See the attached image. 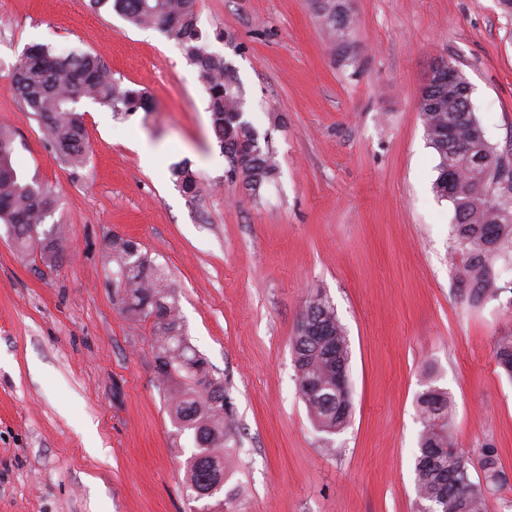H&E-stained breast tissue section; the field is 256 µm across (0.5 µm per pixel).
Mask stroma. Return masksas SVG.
Returning <instances> with one entry per match:
<instances>
[{
  "label": "stroma",
  "instance_id": "stroma-1",
  "mask_svg": "<svg viewBox=\"0 0 512 512\" xmlns=\"http://www.w3.org/2000/svg\"><path fill=\"white\" fill-rule=\"evenodd\" d=\"M348 55L331 56L312 0H197L202 43L244 90L243 118L278 162L258 196L227 180L208 96L182 48L89 0H0V126L26 181L51 188L67 247L35 270L0 223V512H195L194 447L176 436L150 321L112 303L109 240L139 242L178 288L191 343L224 379L236 430L227 488L239 512H420L416 399L456 403L460 448L493 443L512 479V380L493 338L502 291L470 306L454 275V209L419 111L437 61L456 65L488 143L512 160V18L498 0H346ZM99 54L154 112L123 120L91 100L82 165L63 161L10 90L33 43ZM157 148L144 167L132 135ZM187 160L188 196L170 172ZM351 345L353 413L312 422L290 339L312 292Z\"/></svg>",
  "mask_w": 512,
  "mask_h": 512
}]
</instances>
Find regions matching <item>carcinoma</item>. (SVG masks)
Segmentation results:
<instances>
[{
    "label": "carcinoma",
    "mask_w": 512,
    "mask_h": 512,
    "mask_svg": "<svg viewBox=\"0 0 512 512\" xmlns=\"http://www.w3.org/2000/svg\"><path fill=\"white\" fill-rule=\"evenodd\" d=\"M319 21L330 43L345 53L355 28L343 0H314ZM94 10L116 14L136 28H154L176 41L206 87L212 127L227 161L240 143L255 144V155L241 168L229 166L227 178L252 195L277 170L273 153L259 144L255 129L241 120L243 93L234 71L201 44L196 0H91ZM13 71L11 90L32 112L56 153L75 165L85 158L86 132L77 105L92 100L128 117L153 109L142 90L124 88L96 53L57 55L46 44L27 47ZM463 77L453 87L430 86L421 96L428 144L435 151L438 175L434 191L454 208V235L460 262L455 275L467 302L475 307L496 296V261L512 249V164L488 143L476 119L471 96L463 93ZM14 137L0 127V222L15 248L30 253L46 268L58 266L65 248L63 225L43 228L56 208L48 187L21 180L13 162ZM484 153L489 162L473 157ZM454 182H448L447 169ZM172 174L188 195L197 190L189 162L172 165ZM42 229L32 247L31 227ZM112 303L133 321L152 320L158 373L165 381L169 416L177 433L189 434L195 450L186 462V488L197 501L224 489V462L233 428V409L224 381L211 373L207 359L190 343L180 313L176 286L158 271L151 254L132 239L112 235ZM295 380L315 426L327 433L344 430L351 420L352 398L336 389L338 370L348 366L350 343L334 305L322 292L306 301L304 316L291 341ZM498 367L512 379V330L494 339ZM454 402L448 392L430 386L417 397L422 429L415 457V488L429 512H489V500L507 483L499 466L498 449L487 443L478 463L482 477L474 479L471 458L459 448L452 418Z\"/></svg>",
    "instance_id": "1"
}]
</instances>
